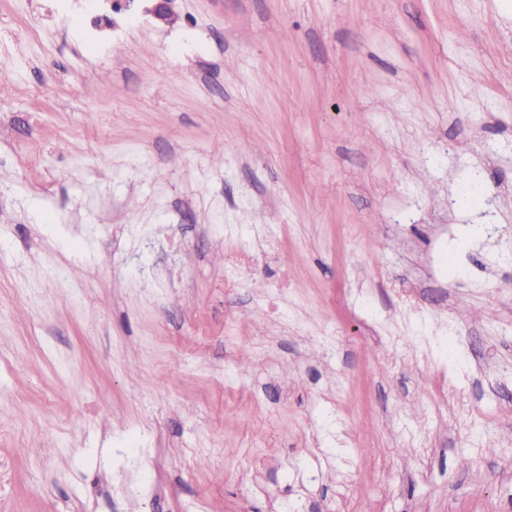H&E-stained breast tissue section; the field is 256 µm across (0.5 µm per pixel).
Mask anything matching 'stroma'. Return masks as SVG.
Listing matches in <instances>:
<instances>
[{
    "mask_svg": "<svg viewBox=\"0 0 512 512\" xmlns=\"http://www.w3.org/2000/svg\"><path fill=\"white\" fill-rule=\"evenodd\" d=\"M146 7L0 0V512H512V0Z\"/></svg>",
    "mask_w": 512,
    "mask_h": 512,
    "instance_id": "stroma-1",
    "label": "stroma"
}]
</instances>
